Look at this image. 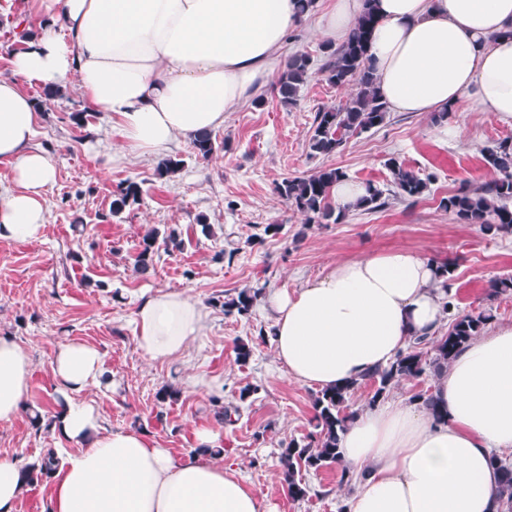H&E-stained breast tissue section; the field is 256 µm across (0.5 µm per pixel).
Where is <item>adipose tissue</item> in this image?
<instances>
[{
	"label": "adipose tissue",
	"mask_w": 512,
	"mask_h": 512,
	"mask_svg": "<svg viewBox=\"0 0 512 512\" xmlns=\"http://www.w3.org/2000/svg\"><path fill=\"white\" fill-rule=\"evenodd\" d=\"M38 28L0 78V240L41 237L55 158L33 148L39 110L26 86L77 85L107 114L128 153H168L224 126V116L274 77L300 0H36ZM370 48L378 91L395 112L434 113L473 100L512 121V0H374ZM447 296L435 264L409 250L339 261L319 279L267 293L278 361L296 382L329 389L388 366L415 336L441 326ZM207 311L183 292L148 295L133 313L135 342L152 363L181 356ZM29 352L0 336V423L25 400ZM60 397L54 428L78 447L53 473L49 512H276L235 464L212 456L221 435L198 425L203 452L176 458L140 430H106L76 401L111 388L99 352L65 342L51 363ZM446 416L414 403L365 409L341 433L345 466L361 475L343 512H498L512 469V324L475 337L432 389Z\"/></svg>",
	"instance_id": "adipose-tissue-1"
}]
</instances>
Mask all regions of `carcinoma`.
I'll return each instance as SVG.
<instances>
[{
  "label": "carcinoma",
  "instance_id": "obj_1",
  "mask_svg": "<svg viewBox=\"0 0 512 512\" xmlns=\"http://www.w3.org/2000/svg\"><path fill=\"white\" fill-rule=\"evenodd\" d=\"M377 24L373 7L368 5L340 45L328 43L324 46L325 62L320 73L336 87L355 85L356 92L344 105L317 112L316 126L309 138V148L316 154L332 155L350 137L378 128L388 119L389 109L378 96L376 77L368 65V52ZM310 69L311 59L306 54L297 53L288 59L274 84V91L283 105H297L299 92L311 76ZM191 147L196 157L208 160L216 152L215 137L209 132H201L192 139ZM484 163L493 173L490 182L476 187H462L443 199L441 205L459 224H477L483 231L493 234L512 233V144L504 141L488 150L484 154ZM182 165L183 160L169 156L158 163L156 175L169 177L180 171ZM386 166L392 175L396 193L408 200L423 197L436 180L435 173L422 175L396 157L389 158ZM345 177L347 174L342 169L328 166L309 175L283 179L276 183L275 193L288 207L301 214L306 224H339L346 218V211L336 208L332 201V189L336 182ZM365 190L366 194L358 200L356 209L366 212L385 205L384 190L370 181L365 183ZM141 194L139 183L127 182L112 199V213L117 214L137 203ZM160 241L167 250L182 246L176 231L172 230L162 237L158 229H148L134 259L133 271L136 274L144 277L154 269V256ZM511 293V277L495 278L488 284L487 296L490 299ZM260 294L259 288H246L223 301L214 298L211 303L220 305L227 315L248 317ZM493 318L490 308L476 315L458 317L448 334L432 339L433 355L429 359L419 351V347L426 344V338H415L392 363L366 376L375 385L368 406L385 399L399 382L421 376L428 366L437 373L446 370L455 354L471 339L481 335ZM355 388L353 384L319 392L313 400L318 432L310 436V441L305 444L293 441L283 449L282 477L291 497L300 498L307 493L296 479L298 469L318 470L339 462V434L358 416L356 411H347L348 399ZM54 463V451L49 448L39 461L25 465L26 485L32 486L49 478L55 470ZM498 499L499 504L507 506L512 512V470L502 474Z\"/></svg>",
  "mask_w": 512,
  "mask_h": 512
}]
</instances>
